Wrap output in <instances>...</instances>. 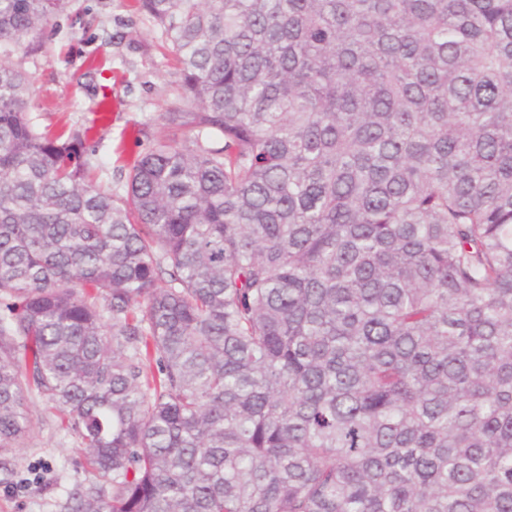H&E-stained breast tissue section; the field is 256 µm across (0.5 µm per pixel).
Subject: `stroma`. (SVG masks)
<instances>
[{
  "label": "stroma",
  "mask_w": 512,
  "mask_h": 512,
  "mask_svg": "<svg viewBox=\"0 0 512 512\" xmlns=\"http://www.w3.org/2000/svg\"><path fill=\"white\" fill-rule=\"evenodd\" d=\"M41 40L40 52L16 51L34 78V115L46 131L88 129L92 177L124 184L127 161L151 138H186L161 119L175 101L172 48L135 0H69ZM137 124L147 127V138L136 139ZM28 408L36 429L0 453V512H60L74 484L93 476L58 412L35 393Z\"/></svg>",
  "instance_id": "1"
}]
</instances>
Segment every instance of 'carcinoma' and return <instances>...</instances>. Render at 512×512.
Returning a JSON list of instances; mask_svg holds the SVG:
<instances>
[{
	"label": "carcinoma",
	"instance_id": "carcinoma-1",
	"mask_svg": "<svg viewBox=\"0 0 512 512\" xmlns=\"http://www.w3.org/2000/svg\"><path fill=\"white\" fill-rule=\"evenodd\" d=\"M189 136L125 189L32 115L0 0V449L66 512H512V0H138ZM28 408L38 425L8 454L0 452V512H60L76 482L93 480L85 459L75 452L76 436L60 422L58 412L36 391ZM6 462V467L2 464ZM40 476V483H29Z\"/></svg>",
	"mask_w": 512,
	"mask_h": 512
}]
</instances>
